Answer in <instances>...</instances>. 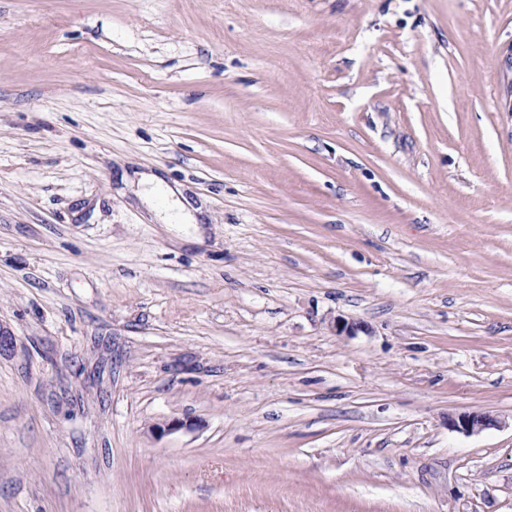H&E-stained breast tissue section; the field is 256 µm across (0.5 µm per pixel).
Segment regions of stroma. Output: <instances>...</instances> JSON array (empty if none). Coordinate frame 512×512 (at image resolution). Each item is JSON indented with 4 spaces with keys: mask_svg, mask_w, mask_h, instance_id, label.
I'll return each instance as SVG.
<instances>
[{
    "mask_svg": "<svg viewBox=\"0 0 512 512\" xmlns=\"http://www.w3.org/2000/svg\"><path fill=\"white\" fill-rule=\"evenodd\" d=\"M0 327V512H512V0H0ZM140 182L150 186V188L145 190V199L150 203H153L152 197H164L166 200L169 197L174 198L171 202L167 200L168 204L163 211V221H175V224H183L180 223L181 220L190 218L185 203L176 198L175 192L169 186L164 185L155 175L143 176ZM498 424L499 421L494 415L484 411L462 412L455 417L448 418V425L451 428L467 434L496 427Z\"/></svg>",
    "mask_w": 512,
    "mask_h": 512,
    "instance_id": "35a3bbf8",
    "label": "stroma"
}]
</instances>
